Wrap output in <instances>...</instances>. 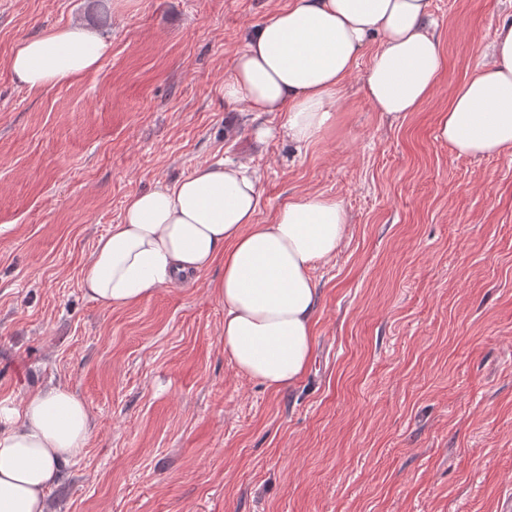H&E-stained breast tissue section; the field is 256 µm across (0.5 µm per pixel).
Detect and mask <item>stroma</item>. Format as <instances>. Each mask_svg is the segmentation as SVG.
<instances>
[{"instance_id": "stroma-1", "label": "stroma", "mask_w": 512, "mask_h": 512, "mask_svg": "<svg viewBox=\"0 0 512 512\" xmlns=\"http://www.w3.org/2000/svg\"><path fill=\"white\" fill-rule=\"evenodd\" d=\"M288 0H0V399L65 383L87 447L52 512H501L512 493V153L465 157L438 120L512 0H430L445 69L399 119L363 51L316 144H255L275 113L226 102L231 59ZM83 24L98 68L40 90L17 45ZM250 165L258 219L337 198L349 234L318 265L314 359L271 390L220 338L219 268L106 309L81 269L127 200L202 165Z\"/></svg>"}]
</instances>
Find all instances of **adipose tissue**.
<instances>
[{
	"mask_svg": "<svg viewBox=\"0 0 512 512\" xmlns=\"http://www.w3.org/2000/svg\"><path fill=\"white\" fill-rule=\"evenodd\" d=\"M433 25L429 0H291L234 56L224 97L252 112L282 113L281 124L258 129L256 140L309 146L334 124L345 83L373 40L366 94L376 111L406 116L443 68ZM108 48L96 30L70 25L20 43L9 66L18 81L41 89L93 71ZM438 134L460 156L512 149V20L454 93ZM260 200L259 178L246 165L202 166L131 197L81 270L86 295L107 309L131 306L221 267L212 288L224 304L225 357L269 389L297 382L313 355L312 272L335 258L349 216L342 201L313 194L262 224ZM92 429L86 403L67 385L30 392L18 406L0 401V512H48L60 466L83 454Z\"/></svg>",
	"mask_w": 512,
	"mask_h": 512,
	"instance_id": "ef3b65f1",
	"label": "adipose tissue"
}]
</instances>
